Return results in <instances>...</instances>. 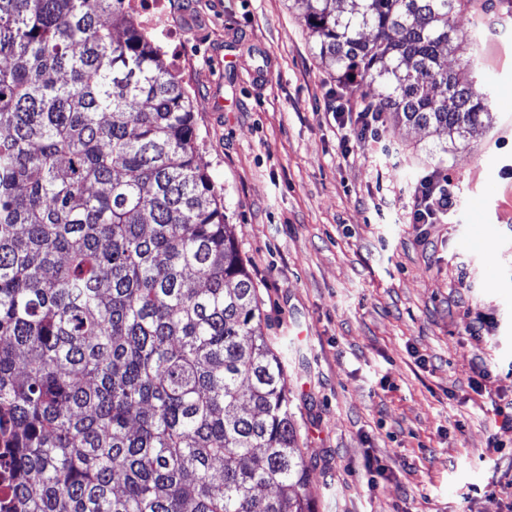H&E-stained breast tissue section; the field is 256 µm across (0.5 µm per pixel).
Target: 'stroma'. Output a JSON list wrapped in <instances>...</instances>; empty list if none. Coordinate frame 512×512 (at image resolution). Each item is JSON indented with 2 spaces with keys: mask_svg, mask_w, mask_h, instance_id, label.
<instances>
[{
  "mask_svg": "<svg viewBox=\"0 0 512 512\" xmlns=\"http://www.w3.org/2000/svg\"><path fill=\"white\" fill-rule=\"evenodd\" d=\"M160 23L263 331L297 341L315 512H512V426L493 416L512 403V8L457 19L482 32L491 125L453 150L390 116L347 165L328 108L367 90L326 70L289 0H163ZM433 170L447 223H405Z\"/></svg>",
  "mask_w": 512,
  "mask_h": 512,
  "instance_id": "1",
  "label": "stroma"
}]
</instances>
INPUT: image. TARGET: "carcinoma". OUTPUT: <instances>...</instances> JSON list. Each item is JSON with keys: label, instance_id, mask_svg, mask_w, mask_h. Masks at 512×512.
I'll use <instances>...</instances> for the list:
<instances>
[{"label": "carcinoma", "instance_id": "obj_1", "mask_svg": "<svg viewBox=\"0 0 512 512\" xmlns=\"http://www.w3.org/2000/svg\"><path fill=\"white\" fill-rule=\"evenodd\" d=\"M130 2L0 0V512H313L286 360ZM292 2L379 110L453 145L490 122L456 17L493 0Z\"/></svg>", "mask_w": 512, "mask_h": 512}]
</instances>
